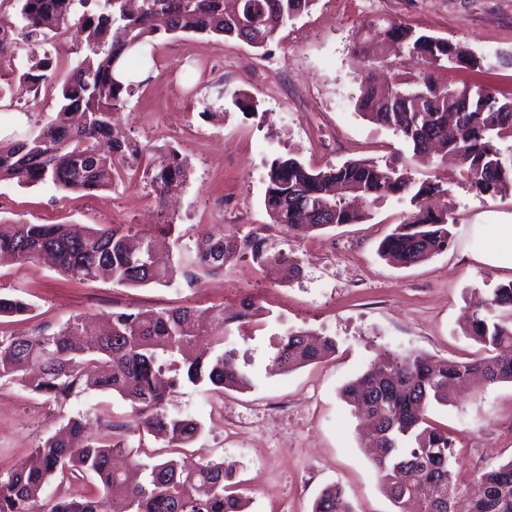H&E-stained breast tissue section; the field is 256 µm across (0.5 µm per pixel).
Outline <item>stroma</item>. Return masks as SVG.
I'll list each match as a JSON object with an SVG mask.
<instances>
[{
    "label": "stroma",
    "instance_id": "35a3bbf8",
    "mask_svg": "<svg viewBox=\"0 0 512 512\" xmlns=\"http://www.w3.org/2000/svg\"><path fill=\"white\" fill-rule=\"evenodd\" d=\"M374 17L463 42L487 57L489 66L448 68L442 79L512 97V66L495 61L497 54L512 52V0H316L262 49L199 35L161 38L146 67L148 77L128 97L119 126L153 154L176 150L189 169L168 210L182 236V258L206 234L243 233L249 225L268 223L266 174L275 155L290 153L315 168L361 158L410 163L409 147L354 107L352 42L359 25ZM85 53L75 29L65 40L35 47L19 41L0 54V74L10 75L27 56L45 54L61 77ZM237 96L256 102V111H241L233 102ZM207 106L218 119L202 118ZM57 111L50 84L21 95L12 110L0 112V141L32 135ZM436 173L448 184L453 242L420 264L402 267L378 254L408 208L391 200L376 205L364 224L299 241L279 234L277 249L293 253L302 266L300 276L288 282L259 271L247 257L192 287L179 282L126 288L105 278L72 281L48 263L5 265L0 290L31 303L34 311L29 317H0V335L54 328L79 314L105 323L118 310L207 307L251 294L270 311L263 329L233 333L252 388L220 394L186 384L169 397L171 412L204 426L186 448V461H235L252 500L250 512H311L315 498L333 484L344 489L355 512H396L371 465L361 420L342 401L341 388L395 351L472 357L477 346L461 327L473 303L512 281V268L477 258L493 239L495 224L512 220V195L475 196L452 163ZM159 215L154 189L138 171L115 182L102 201L50 185L0 182V224L151 225ZM479 224L484 232H476ZM298 328L335 337L336 354L285 375L270 373L273 338ZM65 412L82 414L99 429L125 421L130 408L115 394L92 390L72 398ZM429 416L454 440L461 481L512 458L511 383L471 385L448 405H432ZM61 424L42 397L1 379L0 469L27 460Z\"/></svg>",
    "mask_w": 512,
    "mask_h": 512
}]
</instances>
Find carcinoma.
I'll return each mask as SVG.
<instances>
[{"mask_svg":"<svg viewBox=\"0 0 512 512\" xmlns=\"http://www.w3.org/2000/svg\"><path fill=\"white\" fill-rule=\"evenodd\" d=\"M24 42H44L77 27L89 54L58 82L57 122L38 134L0 142V182L19 186L49 184L62 190L104 198L123 172L144 165L160 202L177 194L188 178L179 155L170 151L146 158L147 149L129 137L114 140L108 153L99 145L131 96L134 82L116 78V68L136 73L148 62L147 48L162 33L208 35L265 48L288 22L309 11L315 0H16ZM83 8L77 13L76 6ZM363 69L358 74L356 109L370 122L393 131L413 157L430 160L433 152L453 155L467 189L495 198L512 193V99L486 87L449 85L439 68L458 62L481 68L487 59L464 44L396 24L383 17L364 22L353 45ZM417 58L420 73L393 70L380 87L371 70L390 65V57ZM18 77L34 86L53 79L51 61L30 58ZM446 197L438 179L416 180L394 163L356 160L314 170L294 156H276L266 175L264 206L271 223L207 235L196 243L191 265H153L151 250L159 238L174 234L170 221L139 224H0V265L36 264L53 256L66 278L92 281L108 275L118 286H169L181 277L193 282L214 275L248 254L261 268L276 269L288 280L300 274L298 258L275 250L273 232L302 240L314 232L371 220L370 207L394 198L412 209L384 238L379 252L404 266L444 252L452 242L455 218L448 204L429 209L421 201ZM31 311L24 300L0 294V316ZM261 316L257 302L244 298L235 310L224 305L139 309L112 313L104 334L91 316L77 315L56 329L27 336H0V379L9 378L63 409L70 398L94 387L130 404L129 420L91 431L81 417L41 440L30 459L0 471V512H103L119 497L125 512H247L238 493L237 464L205 461L191 467L175 458L202 426L167 409L169 391L183 384L214 390L245 391L249 376L228 348L230 326ZM467 338L480 356L439 359L401 350L370 364L344 385L340 395L357 412L378 423L368 443L371 464L397 512H454L466 496L458 482L453 442L428 417L431 403H448V389L470 376L489 383H512V281L476 302ZM336 353L332 336L312 338L304 331L277 337L271 367L281 373L318 363ZM150 435L171 456L143 460L128 450L125 432ZM93 485L73 496L46 493L55 480ZM483 492L469 500L468 512H512V459L480 471ZM313 512H354L337 485L316 499Z\"/></svg>","mask_w":512,"mask_h":512,"instance_id":"obj_1","label":"carcinoma"}]
</instances>
